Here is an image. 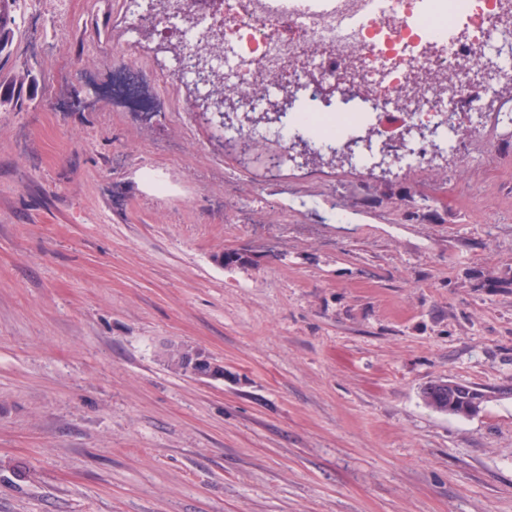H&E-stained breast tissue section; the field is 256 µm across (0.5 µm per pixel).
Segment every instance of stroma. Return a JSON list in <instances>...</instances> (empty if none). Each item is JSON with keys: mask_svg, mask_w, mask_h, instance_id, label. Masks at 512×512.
I'll return each instance as SVG.
<instances>
[{"mask_svg": "<svg viewBox=\"0 0 512 512\" xmlns=\"http://www.w3.org/2000/svg\"><path fill=\"white\" fill-rule=\"evenodd\" d=\"M127 26L18 0L0 52V512H512V126L244 165ZM187 370L191 375L199 378L220 380L224 377V366L200 351L192 353ZM447 386V391L453 392L454 395L460 394L462 396H466L464 401H466V408L472 412H478L481 410L483 404L487 401L488 395L477 390H467L461 389V386L454 382H444L438 383L437 390H429L428 393L430 395L427 396V400L435 403L438 406H445L443 408L446 409V404L444 399V390Z\"/></svg>", "mask_w": 512, "mask_h": 512, "instance_id": "1", "label": "stroma"}]
</instances>
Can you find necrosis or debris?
I'll return each instance as SVG.
<instances>
[{"mask_svg": "<svg viewBox=\"0 0 512 512\" xmlns=\"http://www.w3.org/2000/svg\"><path fill=\"white\" fill-rule=\"evenodd\" d=\"M245 2L239 16L163 14L154 34L161 42L179 45L178 71L190 77L195 46L209 30L223 28L224 39L214 43L211 63L225 83L242 89L256 84L260 64L274 70L301 57L308 68L332 80L348 62H356L359 82L369 92L364 108L315 100L313 110L291 112L274 126L285 142L300 136L326 149L361 127L386 132V120L394 114L397 129L413 124L433 128L430 139L406 141L404 160L421 167L437 153H461L468 141L486 133L481 110L492 89H473L465 100L450 96L445 84L450 65L490 57L512 81V22L487 23L502 0H382L381 17L371 13V0H300L285 13L269 11L267 0ZM349 13L362 16V23L346 26ZM462 106L472 114L465 127L449 120Z\"/></svg>", "mask_w": 512, "mask_h": 512, "instance_id": "1", "label": "necrosis or debris"}]
</instances>
